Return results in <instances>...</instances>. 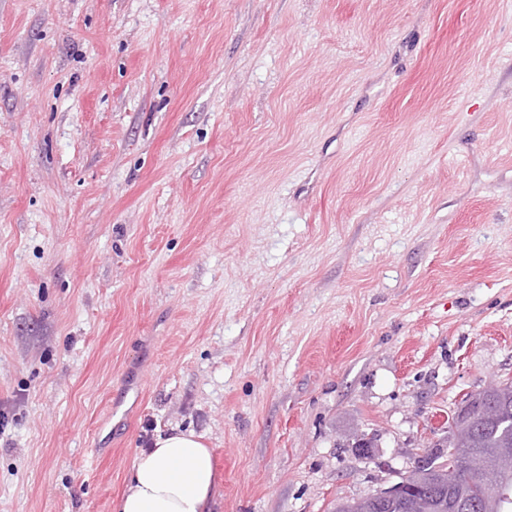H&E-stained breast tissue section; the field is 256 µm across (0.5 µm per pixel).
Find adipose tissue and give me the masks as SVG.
<instances>
[{
	"mask_svg": "<svg viewBox=\"0 0 512 512\" xmlns=\"http://www.w3.org/2000/svg\"><path fill=\"white\" fill-rule=\"evenodd\" d=\"M216 485L201 435L171 431L135 457L117 512H208Z\"/></svg>",
	"mask_w": 512,
	"mask_h": 512,
	"instance_id": "1",
	"label": "adipose tissue"
}]
</instances>
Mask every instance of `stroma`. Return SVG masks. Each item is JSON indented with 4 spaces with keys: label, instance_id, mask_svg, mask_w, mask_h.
Segmentation results:
<instances>
[{
    "label": "stroma",
    "instance_id": "stroma-1",
    "mask_svg": "<svg viewBox=\"0 0 512 512\" xmlns=\"http://www.w3.org/2000/svg\"><path fill=\"white\" fill-rule=\"evenodd\" d=\"M512 380V0H0V512H334ZM202 440L192 430L158 435L135 457L117 512H209L218 478Z\"/></svg>",
    "mask_w": 512,
    "mask_h": 512
}]
</instances>
